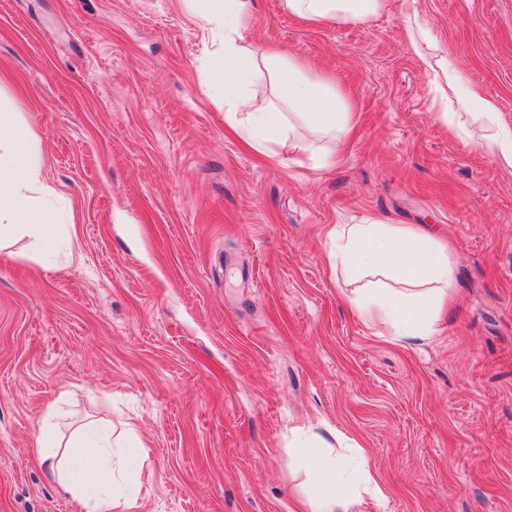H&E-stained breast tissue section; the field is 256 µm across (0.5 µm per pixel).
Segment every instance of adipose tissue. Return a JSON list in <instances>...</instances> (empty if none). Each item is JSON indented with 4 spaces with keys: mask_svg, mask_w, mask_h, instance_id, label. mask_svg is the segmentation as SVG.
<instances>
[{
    "mask_svg": "<svg viewBox=\"0 0 512 512\" xmlns=\"http://www.w3.org/2000/svg\"><path fill=\"white\" fill-rule=\"evenodd\" d=\"M183 5L212 36L205 88L222 97L228 126L268 159H278V146L291 139L320 165L335 164L336 146L352 125L350 106L335 83L286 49L251 48L245 40L250 0H183ZM284 5L311 24H366L389 10L391 0H284ZM418 59L429 78L436 120L474 148L494 146L512 165V126L500 123L496 102L469 84L448 55L422 52ZM475 125L488 130V140L473 138ZM37 141L19 113L0 108V250L26 239L30 256L49 267L62 246L61 215L45 203L55 190L41 179ZM328 259L354 273L373 270L399 281L396 289L369 288L348 296L365 324L387 329L400 343L433 335L451 269L447 249L425 230L376 219L348 224ZM66 415L63 404L51 406L38 431L53 479L80 512H128L129 502L114 492L121 459L113 453L111 421L64 442L55 426ZM328 446L320 435L296 442L295 463L310 476L298 494L301 506L310 512H350L362 495L384 499L364 450L344 462L328 453Z\"/></svg>",
    "mask_w": 512,
    "mask_h": 512,
    "instance_id": "ef3b65f1",
    "label": "adipose tissue"
}]
</instances>
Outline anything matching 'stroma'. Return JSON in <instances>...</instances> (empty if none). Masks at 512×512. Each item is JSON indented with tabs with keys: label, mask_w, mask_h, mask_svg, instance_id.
I'll use <instances>...</instances> for the list:
<instances>
[{
	"label": "stroma",
	"mask_w": 512,
	"mask_h": 512,
	"mask_svg": "<svg viewBox=\"0 0 512 512\" xmlns=\"http://www.w3.org/2000/svg\"><path fill=\"white\" fill-rule=\"evenodd\" d=\"M417 17L512 124V0H394L310 25L253 0L249 40L331 75L353 127L335 166L270 162L203 89L209 34L182 0H0V103L38 134L70 211L45 268L0 254V512H78L36 452L52 405L144 446L130 512H298L296 431L364 448L384 490L352 512H512V167L436 121ZM376 217L447 243L430 338L346 304L383 275L327 253Z\"/></svg>",
	"instance_id": "35a3bbf8"
}]
</instances>
